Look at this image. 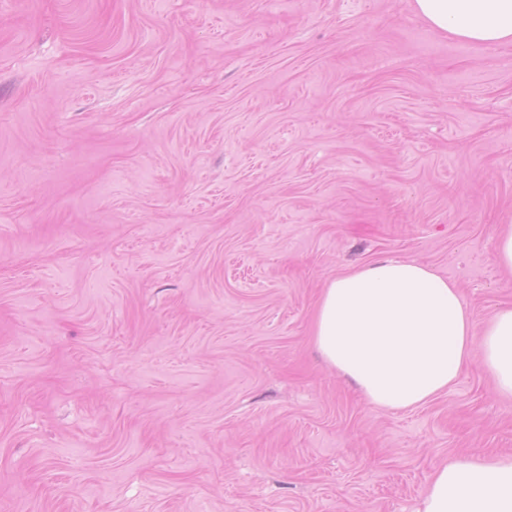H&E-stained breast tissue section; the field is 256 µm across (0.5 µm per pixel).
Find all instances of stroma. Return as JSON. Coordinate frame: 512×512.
<instances>
[{"label":"stroma","instance_id":"obj_1","mask_svg":"<svg viewBox=\"0 0 512 512\" xmlns=\"http://www.w3.org/2000/svg\"><path fill=\"white\" fill-rule=\"evenodd\" d=\"M512 44L412 0H0V512H417L512 453L479 363L368 407L326 282L434 266L512 303ZM496 262L508 272H512V225L503 224L497 232Z\"/></svg>","mask_w":512,"mask_h":512}]
</instances>
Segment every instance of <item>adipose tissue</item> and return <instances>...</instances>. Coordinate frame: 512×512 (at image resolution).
Instances as JSON below:
<instances>
[{
  "label": "adipose tissue",
  "mask_w": 512,
  "mask_h": 512,
  "mask_svg": "<svg viewBox=\"0 0 512 512\" xmlns=\"http://www.w3.org/2000/svg\"><path fill=\"white\" fill-rule=\"evenodd\" d=\"M440 35L512 43V0H414ZM312 342L366 405L427 404L480 360L512 399V304L477 318L457 285L429 265L382 258L331 279L313 313ZM420 512H512V455H452L422 492Z\"/></svg>",
  "instance_id": "1"
}]
</instances>
